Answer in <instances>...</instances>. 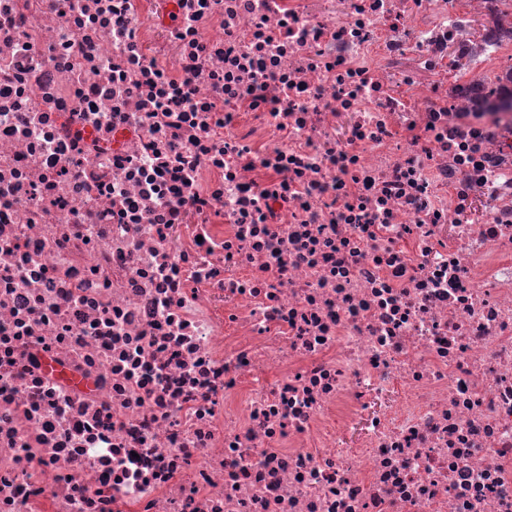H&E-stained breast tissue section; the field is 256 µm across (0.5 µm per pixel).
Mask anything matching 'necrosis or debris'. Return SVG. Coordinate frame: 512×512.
<instances>
[{
  "mask_svg": "<svg viewBox=\"0 0 512 512\" xmlns=\"http://www.w3.org/2000/svg\"><path fill=\"white\" fill-rule=\"evenodd\" d=\"M164 2L0 0V512H512L499 0Z\"/></svg>",
  "mask_w": 512,
  "mask_h": 512,
  "instance_id": "obj_1",
  "label": "necrosis or debris"
}]
</instances>
